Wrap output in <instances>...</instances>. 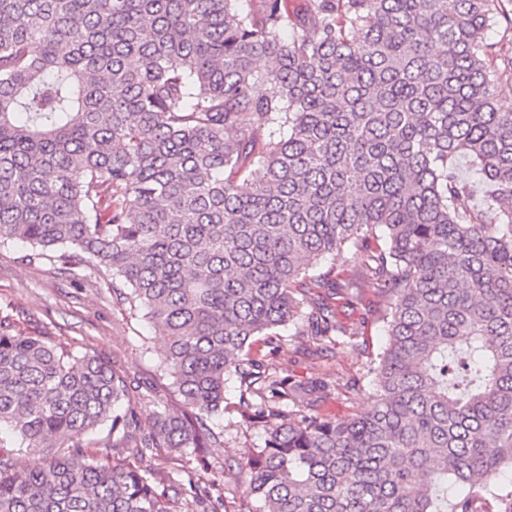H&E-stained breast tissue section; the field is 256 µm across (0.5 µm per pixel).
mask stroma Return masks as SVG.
Listing matches in <instances>:
<instances>
[{
  "mask_svg": "<svg viewBox=\"0 0 512 512\" xmlns=\"http://www.w3.org/2000/svg\"><path fill=\"white\" fill-rule=\"evenodd\" d=\"M22 251L19 244L0 249V317H9L14 332L49 336L74 350L95 354L139 381L150 401L178 407L179 395L170 380L158 376L166 345L162 331L132 315L127 304L102 286L94 270L73 276L48 263L29 265L21 262ZM365 260L364 250L349 244L342 259L317 267L318 272H331L339 283L352 286L351 294L324 296L335 307L344 333L315 340L307 336L305 326L290 324L254 339L251 353L269 373L293 385L314 387L312 406H296L294 414L342 420L373 404L371 369L386 344V301ZM239 395L237 379L228 380L224 417L213 423L222 434L220 445L201 457L184 455L176 463L161 452L145 458L144 468L163 482L180 479L183 469L194 470L201 482L223 485L237 512H243L245 481L225 473L224 462L240 457L245 449L263 447L268 429L243 424Z\"/></svg>",
  "mask_w": 512,
  "mask_h": 512,
  "instance_id": "stroma-1",
  "label": "stroma"
}]
</instances>
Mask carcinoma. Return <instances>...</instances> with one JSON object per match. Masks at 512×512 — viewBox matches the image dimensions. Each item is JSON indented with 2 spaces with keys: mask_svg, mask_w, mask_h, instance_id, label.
I'll use <instances>...</instances> for the list:
<instances>
[{
  "mask_svg": "<svg viewBox=\"0 0 512 512\" xmlns=\"http://www.w3.org/2000/svg\"><path fill=\"white\" fill-rule=\"evenodd\" d=\"M236 2L0 0V246L95 269L165 332L181 397L144 428L127 376L1 318L0 428L43 463L0 453V512H228L222 488L108 457L216 446L231 376L269 425L226 464L256 512H443L450 488L452 512H512V100L485 38L502 0ZM348 243L389 307L375 403L296 416L307 392L250 346L336 329L316 297L343 286L311 270Z\"/></svg>",
  "mask_w": 512,
  "mask_h": 512,
  "instance_id": "cac0c4a2",
  "label": "carcinoma"
}]
</instances>
